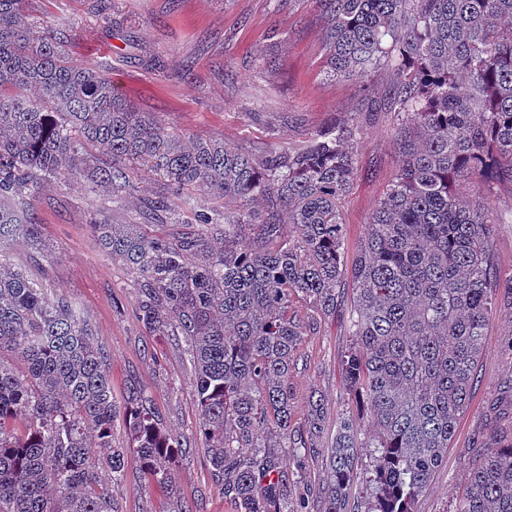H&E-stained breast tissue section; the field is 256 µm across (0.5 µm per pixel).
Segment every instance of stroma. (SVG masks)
<instances>
[{"label": "stroma", "instance_id": "stroma-1", "mask_svg": "<svg viewBox=\"0 0 512 512\" xmlns=\"http://www.w3.org/2000/svg\"><path fill=\"white\" fill-rule=\"evenodd\" d=\"M24 19L75 31L68 55L106 72L140 111L175 133L221 139L238 149L288 150L361 113L356 175L340 205L344 260L352 262L396 169L393 119L380 109L388 77L328 76L324 22L313 0H25ZM35 207L52 262H34L30 246L15 237L0 242V260L26 267L39 287L76 303L110 352L113 393L139 386L167 431L190 443L177 457L180 496L174 499L151 481L123 428L115 427V446L128 451L126 477L112 492L121 512H231L211 486L194 438L198 407L183 339L145 329L135 314L133 275L98 249L90 229L104 218L145 224L156 236L175 233V226L145 222L137 199L103 202L79 180L44 188ZM294 309L305 325L292 378L294 422L303 424L311 399L321 400L319 444L325 447L337 417L352 405L341 360L353 338L346 316L324 317L299 303ZM511 437L512 314L506 313L487 330L471 406L419 512H452L469 461L489 439Z\"/></svg>", "mask_w": 512, "mask_h": 512}]
</instances>
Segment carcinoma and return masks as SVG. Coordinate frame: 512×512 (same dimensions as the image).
<instances>
[{"mask_svg":"<svg viewBox=\"0 0 512 512\" xmlns=\"http://www.w3.org/2000/svg\"><path fill=\"white\" fill-rule=\"evenodd\" d=\"M23 2L0 0V238L41 246L35 202L52 181L79 178L105 200L139 196L145 219L180 229L90 228L135 274L144 327L184 338L196 435L232 512H347L360 446L373 449L369 512H416L471 404L483 336L512 310L495 254L505 217L457 189L512 186V0H315L327 74L390 76L398 160L352 263L354 347L343 360L374 433L363 443L359 419L336 420L310 504L293 499L290 464L300 470L316 452L324 415L313 403L307 437L292 435L304 332L289 309L297 300L333 315L341 305L339 203L356 174L361 113L262 154L173 134L107 74L65 55L75 34L23 24ZM135 163L160 190H139ZM282 211L296 232L288 240ZM109 359L81 309L0 262V512H119V419L150 479L179 495L180 438L137 386L114 396ZM453 512H512V441L490 440L468 464Z\"/></svg>","mask_w":512,"mask_h":512,"instance_id":"1","label":"carcinoma"}]
</instances>
